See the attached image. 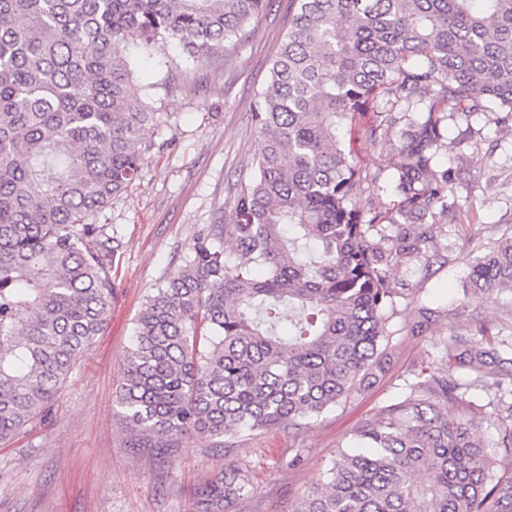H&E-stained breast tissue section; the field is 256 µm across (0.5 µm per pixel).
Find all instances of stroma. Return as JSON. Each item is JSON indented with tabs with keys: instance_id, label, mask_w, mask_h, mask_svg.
Returning <instances> with one entry per match:
<instances>
[{
	"instance_id": "35a3bbf8",
	"label": "stroma",
	"mask_w": 512,
	"mask_h": 512,
	"mask_svg": "<svg viewBox=\"0 0 512 512\" xmlns=\"http://www.w3.org/2000/svg\"><path fill=\"white\" fill-rule=\"evenodd\" d=\"M294 6V0H273L248 41L213 54L203 67L186 64L165 41L141 48L135 81L154 84L159 120L146 135L138 178L96 217L121 243L112 264V309L51 414L0 444V512H197V488L228 466L247 471L254 486L240 512H292L322 482L338 449L353 445L364 421L405 392L416 364L441 368L439 338L475 318L492 332L512 333V305L504 295L463 292L471 262L512 235V128L478 113L451 124L444 156L461 170L452 199L468 220L442 225L436 263L428 275H416L418 290L398 297L389 311L382 371L298 430L245 433L220 449L186 439L170 459L133 444L114 401L135 321L199 231L228 223L234 194L252 174L254 101ZM172 64L177 80L167 89L161 81ZM469 127L473 136L459 139ZM424 306L455 317L419 327Z\"/></svg>"
}]
</instances>
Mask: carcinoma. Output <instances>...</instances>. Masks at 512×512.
Listing matches in <instances>:
<instances>
[{"label": "carcinoma", "mask_w": 512, "mask_h": 512, "mask_svg": "<svg viewBox=\"0 0 512 512\" xmlns=\"http://www.w3.org/2000/svg\"><path fill=\"white\" fill-rule=\"evenodd\" d=\"M252 113L253 174L142 308L116 406L167 457L241 431L297 429L382 362L385 310L428 270L460 170L448 127L512 123V0H297ZM271 0H0V443L44 418L103 330L115 238L95 223L157 121L132 41L196 62L247 38ZM371 114L396 200L366 212L344 132ZM512 294V236L470 265ZM338 452L295 512H512V342L484 323ZM478 390L477 405L466 395ZM241 468L198 491L248 499Z\"/></svg>", "instance_id": "1"}]
</instances>
